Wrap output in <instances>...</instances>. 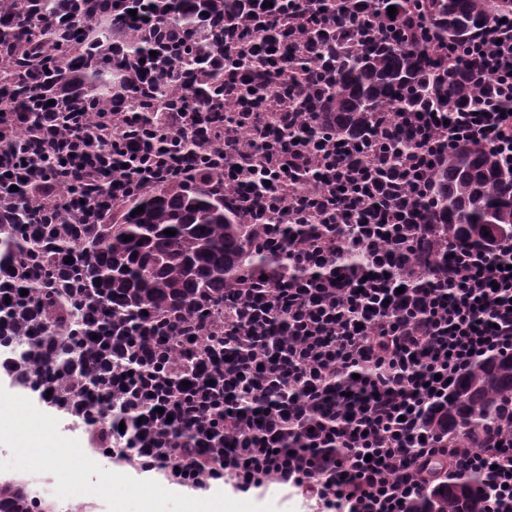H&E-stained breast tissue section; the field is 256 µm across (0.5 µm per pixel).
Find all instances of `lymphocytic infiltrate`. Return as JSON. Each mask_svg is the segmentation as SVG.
<instances>
[{
    "label": "lymphocytic infiltrate",
    "instance_id": "f902f5d3",
    "mask_svg": "<svg viewBox=\"0 0 512 512\" xmlns=\"http://www.w3.org/2000/svg\"><path fill=\"white\" fill-rule=\"evenodd\" d=\"M300 3L233 0L240 25L255 17L279 32L251 52L269 88L253 108L239 89L262 71L215 44L219 11L177 32L172 70L146 57L117 74L111 101L64 120L44 113L35 146L14 145L26 113L1 112L0 222L21 200L35 224L58 213L101 224L131 197L216 173L215 190L242 203L277 261L226 286L224 345L260 354L227 371L225 447L280 448L298 435L288 484L319 512H413L447 477L472 473L486 512H512V418L497 438L462 448L447 415L459 375L488 354L512 356V241L459 247L425 209L458 145L487 147L512 170V17L470 52L489 97L457 112L376 113L367 140L349 144L288 102L289 87L312 81L283 49ZM194 52L205 62L196 73ZM212 82L223 86L216 100L199 93ZM139 83L150 100H135ZM286 224L322 231L290 240ZM420 243L437 264L413 261Z\"/></svg>",
    "mask_w": 512,
    "mask_h": 512
}]
</instances>
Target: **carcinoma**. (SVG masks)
Instances as JSON below:
<instances>
[{"mask_svg":"<svg viewBox=\"0 0 512 512\" xmlns=\"http://www.w3.org/2000/svg\"><path fill=\"white\" fill-rule=\"evenodd\" d=\"M56 2L31 0L0 24L9 62L39 79L9 88V101L28 113L21 139L40 125L44 93L61 76L54 58L30 50L37 33L61 48L79 46L73 63L95 83L98 99L107 100L112 86V78H104L112 64L109 44L96 29L99 15L111 19L105 2L70 0L80 29L50 25ZM311 2L329 23L310 22L300 35L327 48L336 69L319 75L320 93L290 87L288 100L295 112L336 113V138L348 141L371 132L376 112L426 108L432 101L461 110L478 83L469 62L435 77L422 44L402 35L403 18L422 12L429 37L463 53L492 15L512 14V0H372V11L386 19L388 7H396L393 26L380 29L372 17H345L334 0ZM226 9L225 0H173L145 40L160 56L169 49L167 29L191 27L196 10ZM434 180V218L455 241L492 250L512 240V175L503 173L493 151L463 145L450 152ZM213 181L206 175L190 186L137 196L118 224H69L65 215L55 224H30L26 206L19 205L14 223H0V272L10 280L0 287V345L12 346L14 385L65 415L86 416L94 445L107 449L118 439L117 463L203 490L235 456L247 465L252 487L260 488L280 481L277 471L288 466L295 441L277 450L224 447V374L238 355L224 352V284L239 279L245 264L262 265L265 258L238 204L215 193ZM139 206L144 211L131 215ZM167 229L176 234H164ZM54 248L75 250L79 259L58 267L49 261ZM511 404L512 357L492 355L456 381L448 431L467 440L488 438ZM483 501L480 479L470 476L448 481V490L414 509L469 512ZM0 512L62 510L31 500L24 479L0 477Z\"/></svg>","mask_w":512,"mask_h":512,"instance_id":"1","label":"carcinoma"}]
</instances>
